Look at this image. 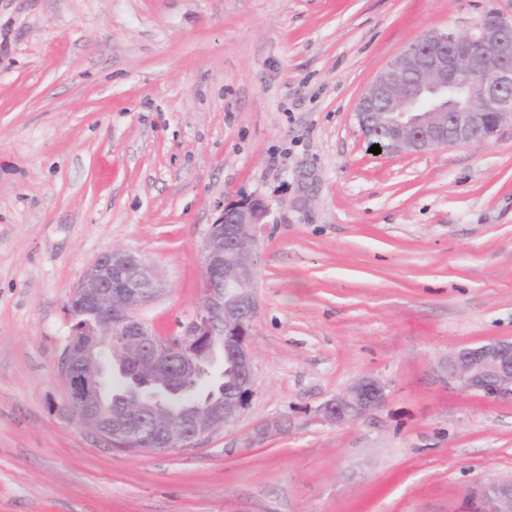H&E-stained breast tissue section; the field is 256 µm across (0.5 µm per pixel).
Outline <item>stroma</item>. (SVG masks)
<instances>
[{"label":"stroma","mask_w":512,"mask_h":512,"mask_svg":"<svg viewBox=\"0 0 512 512\" xmlns=\"http://www.w3.org/2000/svg\"><path fill=\"white\" fill-rule=\"evenodd\" d=\"M512 0H0V512H471L512 482V401L448 379L512 339V124L369 150L362 94L435 29ZM263 198L253 393L198 447L123 451L65 408L66 302L103 252L180 333L228 202ZM365 422H320L354 381ZM385 399V387L377 379H358L343 393L321 405L317 418L331 425L359 423L382 408Z\"/></svg>","instance_id":"obj_1"}]
</instances>
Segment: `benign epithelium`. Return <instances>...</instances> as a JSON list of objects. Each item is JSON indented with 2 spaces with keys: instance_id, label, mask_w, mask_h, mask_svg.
Segmentation results:
<instances>
[{
  "instance_id": "7a95c632",
  "label": "benign epithelium",
  "mask_w": 512,
  "mask_h": 512,
  "mask_svg": "<svg viewBox=\"0 0 512 512\" xmlns=\"http://www.w3.org/2000/svg\"><path fill=\"white\" fill-rule=\"evenodd\" d=\"M356 117L365 136L385 135L379 147L391 155L489 141L512 122V15L489 14L468 31L428 32L379 73ZM268 216L262 198L245 197L210 225L199 307L179 336L160 337L139 317L164 288L138 253L113 249L83 272L68 296L71 336L58 367L65 405L83 428L128 450L139 449L143 434L189 449L242 415L252 394L250 336L259 311L254 246ZM218 351L243 385L230 396L190 400ZM131 363L122 391L110 392L112 371ZM448 377L488 399L512 397V340L449 352ZM385 399L381 382L358 379L321 405L317 418L359 423ZM475 512H512V483H483Z\"/></svg>"
}]
</instances>
